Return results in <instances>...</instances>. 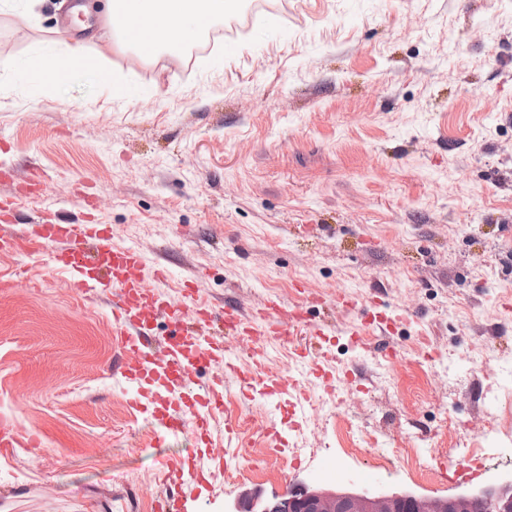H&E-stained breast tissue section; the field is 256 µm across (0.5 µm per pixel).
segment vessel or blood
<instances>
[{"instance_id": "b4317fda", "label": "vessel or blood", "mask_w": 512, "mask_h": 512, "mask_svg": "<svg viewBox=\"0 0 512 512\" xmlns=\"http://www.w3.org/2000/svg\"><path fill=\"white\" fill-rule=\"evenodd\" d=\"M39 248L50 249L53 266L68 273L76 292L111 295L114 331L122 338L118 372L129 386H155L156 420L163 438L183 432L182 406L192 405L194 424L201 430L209 425L210 410L222 407L221 382L200 385L198 373L202 368L220 364L236 375L243 388L257 385L251 368L227 359L223 344L208 339L211 324L221 323L225 333L252 339L270 333L288 336L304 325L301 315L288 311L276 297L248 315L233 303L225 304L218 316L204 305H174L159 288L169 278L168 268L151 263L137 247L113 243L109 228L103 224H37L20 234H0L1 251ZM149 274L156 287L146 285ZM162 322L170 331L160 338L156 328ZM157 341L165 350L160 360L149 353ZM40 444L39 435L25 437L11 422H0V452ZM197 471L192 460L167 463L163 478L172 490L156 497L154 512H178L173 490L184 486L186 477L195 476Z\"/></svg>"}]
</instances>
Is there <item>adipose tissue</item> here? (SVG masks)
<instances>
[{
  "mask_svg": "<svg viewBox=\"0 0 512 512\" xmlns=\"http://www.w3.org/2000/svg\"><path fill=\"white\" fill-rule=\"evenodd\" d=\"M232 0H104L109 27L143 58L175 52L197 32L229 13ZM101 64L77 41L59 39L43 46L19 72L34 85L65 83L76 74H97Z\"/></svg>",
  "mask_w": 512,
  "mask_h": 512,
  "instance_id": "1",
  "label": "adipose tissue"
}]
</instances>
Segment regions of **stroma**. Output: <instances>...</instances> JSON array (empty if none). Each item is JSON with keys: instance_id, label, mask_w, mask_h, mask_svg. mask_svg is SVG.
Returning a JSON list of instances; mask_svg holds the SVG:
<instances>
[{"instance_id": "obj_1", "label": "stroma", "mask_w": 512, "mask_h": 512, "mask_svg": "<svg viewBox=\"0 0 512 512\" xmlns=\"http://www.w3.org/2000/svg\"><path fill=\"white\" fill-rule=\"evenodd\" d=\"M69 2L40 0L31 26L0 12V165L17 174L0 199L17 223L108 225L169 266L177 304L193 276L197 302L251 311L277 294L331 326L323 341L225 337L230 358L301 391L267 398L203 370L224 378L216 448L249 471L186 483L180 512L304 486L446 499L492 483L459 423L494 417L512 441V0H236L222 44L155 60L115 47L94 16L105 82L24 83L17 65L55 39ZM112 79L154 94L113 97ZM0 279V416L43 441L0 454V512H151L165 462L197 444H157L132 405L111 300L75 292L44 250L0 252ZM371 313L386 338L367 350L350 333ZM451 448L469 473L430 476L421 458Z\"/></svg>"}]
</instances>
